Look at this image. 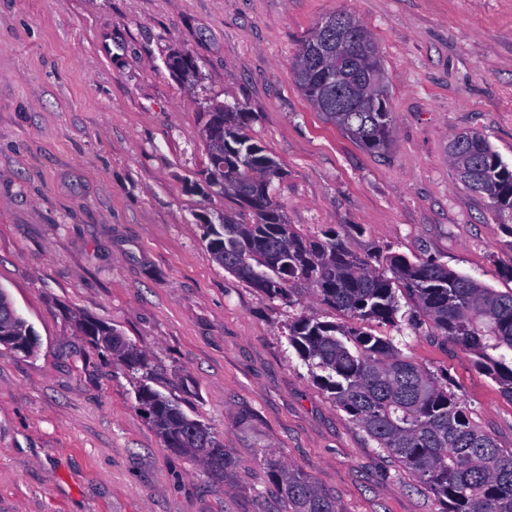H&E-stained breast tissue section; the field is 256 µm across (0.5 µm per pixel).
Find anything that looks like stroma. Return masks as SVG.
Here are the masks:
<instances>
[{
    "label": "stroma",
    "instance_id": "1",
    "mask_svg": "<svg viewBox=\"0 0 512 512\" xmlns=\"http://www.w3.org/2000/svg\"><path fill=\"white\" fill-rule=\"evenodd\" d=\"M337 12L380 48L394 121L380 153L291 75ZM177 49L199 67L193 90L165 66ZM216 102L240 104L287 168L275 194L298 232L512 288L506 236L448 159L477 130L512 165V0H0V288L38 336L33 354H0V512H282L267 453L343 512H439L289 346L291 317L339 313L267 298L212 261L201 226L225 200L205 182L202 112ZM81 318L150 371L113 362ZM403 333L402 352L512 448V402L469 355L422 320ZM143 383L223 444L224 484L164 447L135 401ZM86 322L87 320H79L81 328L92 344L112 354L113 359H116L128 370H149L147 358L141 351L127 343L117 330L89 321V326H86Z\"/></svg>",
    "mask_w": 512,
    "mask_h": 512
}]
</instances>
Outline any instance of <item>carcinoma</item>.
<instances>
[{"label": "carcinoma", "instance_id": "cac0c4a2", "mask_svg": "<svg viewBox=\"0 0 512 512\" xmlns=\"http://www.w3.org/2000/svg\"><path fill=\"white\" fill-rule=\"evenodd\" d=\"M331 37L340 55L318 60L321 32L304 39L292 76L313 108L364 149L379 152L390 143L392 109L383 91L385 71L376 41L354 17ZM351 87L368 111H336V88ZM219 122L224 148L207 145L210 186L237 206L249 205L255 221L244 224L224 211L216 224L202 225L212 260L270 299L296 304L312 293L346 318L321 321L300 315L288 321V343L312 370L315 381L376 443L417 482L432 491L441 512H512V448H502L474 419L466 400L434 372L405 356L395 337L377 329H401L400 299L426 318L430 327L473 358L512 401V289L499 291L435 261L415 262L387 251L358 256L340 234L301 235L287 223L271 193L284 175L281 163L246 132L238 107L207 113L205 126ZM449 157L456 177L486 198L511 240L512 168L486 137L469 131ZM79 324L92 344L131 371L149 370V361L117 330ZM30 326L0 289V333L21 335ZM138 406L150 405L149 421L171 451L196 458L220 482L232 471L223 445L173 399L147 384ZM262 464L278 488L284 512H341L336 499L312 478L283 460L266 455Z\"/></svg>", "mask_w": 512, "mask_h": 512}]
</instances>
